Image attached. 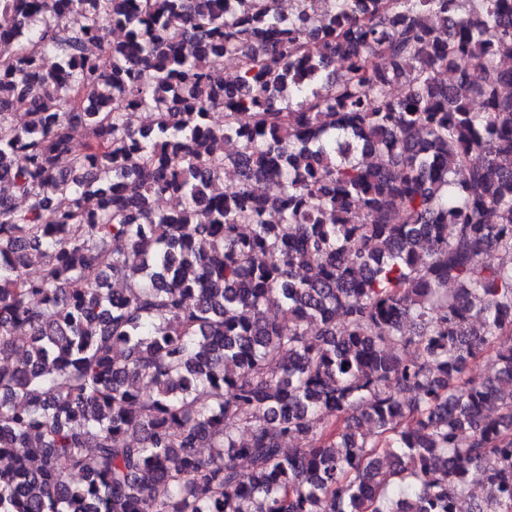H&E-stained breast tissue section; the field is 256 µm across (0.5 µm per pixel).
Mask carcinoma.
Returning a JSON list of instances; mask_svg holds the SVG:
<instances>
[{"label": "carcinoma", "instance_id": "1", "mask_svg": "<svg viewBox=\"0 0 512 512\" xmlns=\"http://www.w3.org/2000/svg\"><path fill=\"white\" fill-rule=\"evenodd\" d=\"M276 2L0 0V512H512V0Z\"/></svg>", "mask_w": 512, "mask_h": 512}]
</instances>
